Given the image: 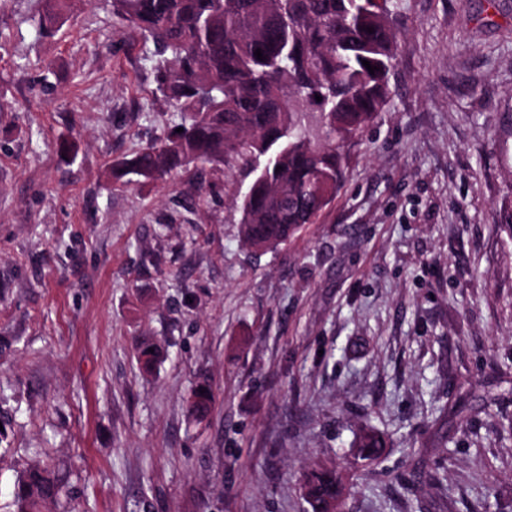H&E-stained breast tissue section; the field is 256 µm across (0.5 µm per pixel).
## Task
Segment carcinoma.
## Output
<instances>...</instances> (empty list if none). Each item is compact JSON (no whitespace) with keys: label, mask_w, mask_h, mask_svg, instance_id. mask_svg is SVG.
Wrapping results in <instances>:
<instances>
[{"label":"carcinoma","mask_w":512,"mask_h":512,"mask_svg":"<svg viewBox=\"0 0 512 512\" xmlns=\"http://www.w3.org/2000/svg\"><path fill=\"white\" fill-rule=\"evenodd\" d=\"M68 4L46 0L43 23L54 26ZM400 4L112 0L113 14L153 43L155 96L181 114L162 136L115 163L113 174L158 181L192 167L213 176L246 169L254 177L238 193L243 242L262 252L287 244L336 197L345 176L339 143L362 134L389 101ZM364 60L377 70L369 72ZM210 403L209 390H197L189 412L202 419ZM384 447L366 429L353 458L375 464ZM302 484L311 512H328L349 492L337 469H314ZM61 493L50 465L35 464L18 480L15 512H44Z\"/></svg>","instance_id":"carcinoma-1"}]
</instances>
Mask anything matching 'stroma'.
<instances>
[{
	"label": "stroma",
	"mask_w": 512,
	"mask_h": 512,
	"mask_svg": "<svg viewBox=\"0 0 512 512\" xmlns=\"http://www.w3.org/2000/svg\"><path fill=\"white\" fill-rule=\"evenodd\" d=\"M43 8L0 0V512L42 455L49 512H307L319 465L343 512H512V0H402L385 112L266 252L240 235L247 171L113 180L179 120L152 46L112 0L49 33ZM367 427L391 446L357 468ZM304 485L309 489L308 495L304 496L312 512H329L331 504L342 500L349 492L348 485L337 468L310 471L303 477L302 488Z\"/></svg>",
	"instance_id": "obj_1"
}]
</instances>
